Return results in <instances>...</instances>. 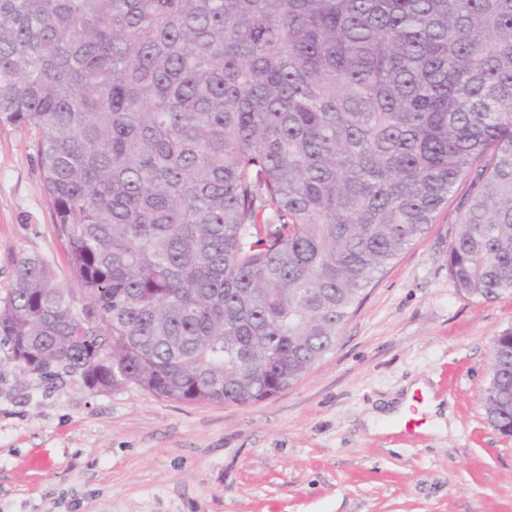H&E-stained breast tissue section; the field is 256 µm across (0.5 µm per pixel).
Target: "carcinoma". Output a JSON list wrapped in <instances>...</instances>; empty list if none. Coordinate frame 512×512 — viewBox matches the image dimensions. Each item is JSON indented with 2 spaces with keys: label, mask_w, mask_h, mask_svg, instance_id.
<instances>
[{
  "label": "carcinoma",
  "mask_w": 512,
  "mask_h": 512,
  "mask_svg": "<svg viewBox=\"0 0 512 512\" xmlns=\"http://www.w3.org/2000/svg\"><path fill=\"white\" fill-rule=\"evenodd\" d=\"M0 123L41 131L87 301L19 260L0 341L31 374L277 396L481 158L448 274L512 294V0H0ZM491 349L512 436V327Z\"/></svg>",
  "instance_id": "obj_1"
}]
</instances>
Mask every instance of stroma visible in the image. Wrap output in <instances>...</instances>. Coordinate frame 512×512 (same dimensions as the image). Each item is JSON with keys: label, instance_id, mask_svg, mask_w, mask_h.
<instances>
[{"label": "stroma", "instance_id": "obj_1", "mask_svg": "<svg viewBox=\"0 0 512 512\" xmlns=\"http://www.w3.org/2000/svg\"><path fill=\"white\" fill-rule=\"evenodd\" d=\"M35 129L0 124V298L36 255L85 306L43 187ZM471 195L366 288L335 350L279 396L181 403L14 366L0 344V512H512V438L481 397L512 294L480 302L448 274ZM425 379L445 429L369 434L365 415Z\"/></svg>", "mask_w": 512, "mask_h": 512}]
</instances>
